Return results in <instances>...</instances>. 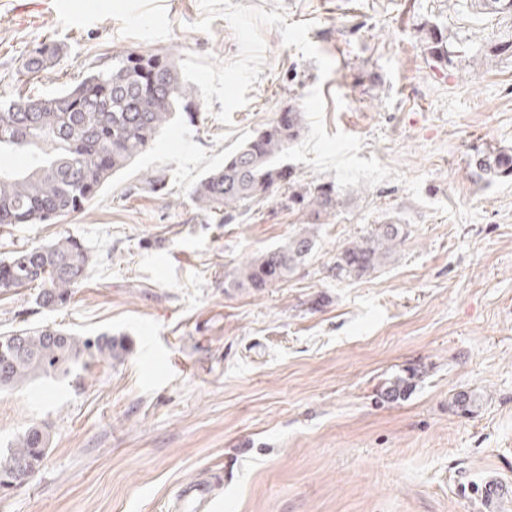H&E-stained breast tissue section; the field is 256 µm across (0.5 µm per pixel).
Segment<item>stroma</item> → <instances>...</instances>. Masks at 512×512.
<instances>
[{
	"label": "stroma",
	"instance_id": "1",
	"mask_svg": "<svg viewBox=\"0 0 512 512\" xmlns=\"http://www.w3.org/2000/svg\"><path fill=\"white\" fill-rule=\"evenodd\" d=\"M54 2L0 0V99L56 90L128 49L238 54L223 17L196 30L199 0H69V18ZM231 2L313 21L308 37L334 67L320 78L263 28L265 63L231 124L196 96L82 211L0 227V259L61 237L93 255L64 306L39 307L33 288L0 295V333L49 324L128 346L112 364L0 390V451L32 425L51 434L33 480L0 491V512H174L182 488L213 477V512H480L486 472L512 482V178L488 183L468 164L512 148V60L492 52L512 17L448 0ZM427 21L445 27L452 63L422 53ZM48 42L59 56L24 75ZM317 85L327 133L360 137L359 158L400 177L346 187L286 281L229 287L305 218L271 200L221 222L196 209L193 187ZM418 176L417 200L406 182ZM390 216L407 240L377 271L336 281L337 250ZM397 377L408 390L384 402ZM466 392L479 398L470 412L453 405Z\"/></svg>",
	"mask_w": 512,
	"mask_h": 512
}]
</instances>
